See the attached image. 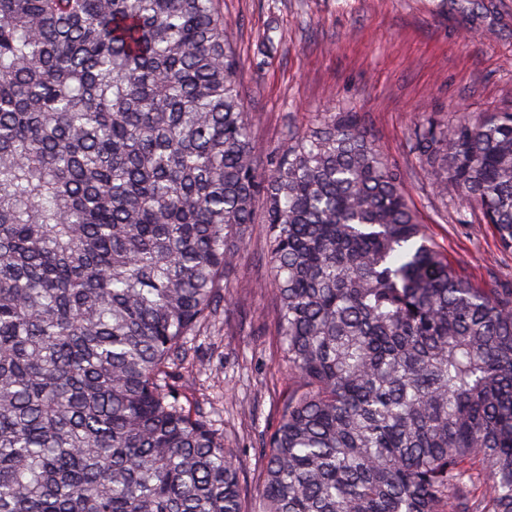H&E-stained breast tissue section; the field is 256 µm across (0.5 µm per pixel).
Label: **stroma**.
I'll return each instance as SVG.
<instances>
[{"instance_id": "1", "label": "stroma", "mask_w": 512, "mask_h": 512, "mask_svg": "<svg viewBox=\"0 0 512 512\" xmlns=\"http://www.w3.org/2000/svg\"><path fill=\"white\" fill-rule=\"evenodd\" d=\"M224 21L257 156L326 115L359 113L449 262L478 281H512V253L495 228L457 195L434 193L410 141L423 110L451 122L512 110V0H224ZM239 264L229 319L197 336L200 362L181 376L223 428L245 482L244 512H252L262 438L292 380L265 288L261 229Z\"/></svg>"}]
</instances>
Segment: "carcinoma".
<instances>
[{
    "instance_id": "1",
    "label": "carcinoma",
    "mask_w": 512,
    "mask_h": 512,
    "mask_svg": "<svg viewBox=\"0 0 512 512\" xmlns=\"http://www.w3.org/2000/svg\"><path fill=\"white\" fill-rule=\"evenodd\" d=\"M223 0H0V512H242L179 370L265 228L296 389L257 512H512V282L355 112L253 153ZM412 148L512 250V111Z\"/></svg>"
}]
</instances>
